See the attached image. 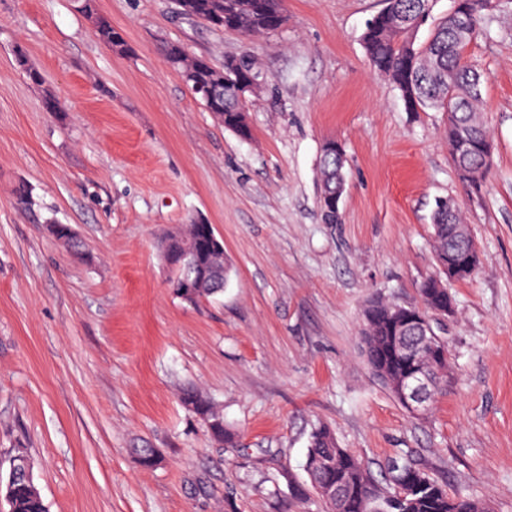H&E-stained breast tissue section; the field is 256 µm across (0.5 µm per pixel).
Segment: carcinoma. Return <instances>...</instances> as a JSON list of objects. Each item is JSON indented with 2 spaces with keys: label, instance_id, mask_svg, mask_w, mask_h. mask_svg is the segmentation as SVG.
<instances>
[{
  "label": "carcinoma",
  "instance_id": "1",
  "mask_svg": "<svg viewBox=\"0 0 512 512\" xmlns=\"http://www.w3.org/2000/svg\"><path fill=\"white\" fill-rule=\"evenodd\" d=\"M490 0H470L463 18L448 15L430 34L426 42L414 46L410 34L428 20L433 0H384V7L367 23L362 35L367 58L373 70L386 77L399 91L402 100H412L414 112L434 109L447 116L448 150L460 177L469 186L478 188L491 163L495 147L492 133L481 112L480 75L469 64L466 54L471 40L456 37V28L463 22L477 33ZM180 13L202 18L213 27L224 28L229 18L234 29L244 35H257L279 29L288 13L285 0H176ZM96 39L110 49L128 51L123 36L105 20H98L93 31ZM167 62L177 69L190 89L211 79L224 81L225 110L216 111L206 98H201L224 128L240 138L251 137L244 109L236 101V85L242 78H257L262 71L250 57L231 59L224 69L208 65L209 59L189 53L179 43L163 44ZM325 142L319 160L321 217L326 224L339 221V207L328 197H342L345 190V160L342 151L328 149ZM433 261L436 273L420 286L421 305L404 306L380 299L371 301L363 311L362 343L368 366L388 387L399 403H404L405 383L416 373H428L435 389L447 381L448 345H437L431 352L421 345L422 319L435 312L448 315L452 301L447 282L456 279L453 256L469 253L472 237L456 204L450 199L436 202L432 217ZM60 244L75 248L70 226L53 223L47 226ZM195 244L194 265L182 269L181 275L201 278L190 300L212 296L214 277L222 274L228 280L231 266L224 258V244L217 240L210 224H188L186 228L167 236L161 242L164 256H176L182 244ZM405 345H395L397 337ZM182 403L193 404L211 438L229 443L233 433L224 422V415L205 396L187 390ZM305 466L310 486L325 504L327 512H369V504L377 501L382 512H488L484 502L469 496L451 495L446 485L436 480L425 464L408 454L398 456L388 464L386 477L376 479L369 468L356 456L338 446L333 430L327 425L315 428L310 436ZM12 512H49L34 485L19 488L12 503Z\"/></svg>",
  "mask_w": 512,
  "mask_h": 512
}]
</instances>
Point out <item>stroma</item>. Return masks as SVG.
<instances>
[{"mask_svg":"<svg viewBox=\"0 0 512 512\" xmlns=\"http://www.w3.org/2000/svg\"><path fill=\"white\" fill-rule=\"evenodd\" d=\"M382 5L286 0L285 25L244 36L174 0H97L121 53L77 0H0V472L29 456L49 512H325L292 490L321 424L376 478L408 450L449 494L512 512V0H492L468 49L497 144L477 189L450 161L444 113L406 111L371 69L362 34ZM167 41L219 67L258 60L250 139L205 109ZM48 91L62 111L43 110ZM329 140L346 158L337 224L318 200ZM439 198L463 212L479 266L448 284V378L415 417L372 374L362 313L419 304ZM193 223L213 225L232 265L196 303L169 288L159 249ZM188 387L234 445L183 406ZM93 34L100 43L104 44L110 49L118 50L121 52L128 51V47L123 36L119 33V31L112 27L110 22L99 19ZM117 39H119L120 42H117ZM183 405L185 403L193 404L195 415L199 416L204 422L211 438L218 442H232L233 433L229 426L224 422V415L213 403L205 396L195 390H186L181 396Z\"/></svg>","mask_w":512,"mask_h":512,"instance_id":"1","label":"stroma"}]
</instances>
